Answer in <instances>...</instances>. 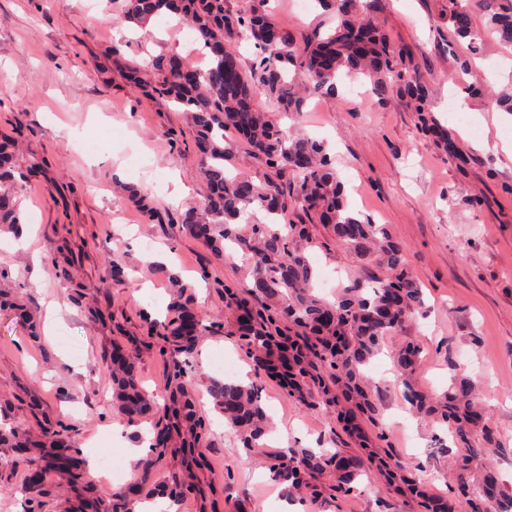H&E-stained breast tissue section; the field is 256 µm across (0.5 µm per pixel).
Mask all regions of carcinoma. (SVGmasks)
Masks as SVG:
<instances>
[{
    "mask_svg": "<svg viewBox=\"0 0 512 512\" xmlns=\"http://www.w3.org/2000/svg\"><path fill=\"white\" fill-rule=\"evenodd\" d=\"M336 13V26L323 34L313 31L296 40L279 28L267 13L268 0H250L249 8L228 13L224 0H123L119 21L145 23L172 13L188 23L209 56L206 70H193L186 80L171 65L170 54L162 61L165 80L153 92L170 96L182 112L190 114L195 127L194 146L203 162L208 182L206 202L182 216L186 230L203 240L211 253L226 256V243L243 251L251 265L252 287L244 289L218 280L225 306L246 314V326L237 339L252 355L254 366L284 386L289 398L308 408L326 406L336 411L343 432L359 440L363 457L349 464L337 448H290L267 465L268 480L275 485L300 489L309 498L319 496L311 473L336 470V499L355 495L359 465L376 469L396 494L416 503L420 512H449L448 500L430 493L421 475L409 468L388 445L379 419L377 399L367 385L361 366L373 356L382 336L397 330L421 305V289L410 280L403 247L392 240L384 225L360 219L344 195L326 145L309 137L288 138L268 119L266 112L251 106L254 95L265 97L275 112H299L304 97L288 79V70L302 74L315 90L336 92L341 74L364 75L373 81L377 94L396 88L418 100L420 130L434 133L443 147L448 136L433 127L426 113V86L408 76L404 53L391 44L374 16L381 0H318ZM455 0L448 15L455 36L469 40L473 50L492 35L512 45V0H479L490 7L485 27L473 25L469 4ZM250 41L258 50L251 66H243L236 45ZM243 133L253 151L268 166H287L296 175V197L308 221L329 224L336 240L361 254L377 249L383 257V279L356 280L335 302L312 293L313 268L308 250L316 239L305 223H253L247 218L254 206L271 215L285 208L284 192L275 183L255 184L230 177L224 170V131ZM8 156L0 154V222L19 223L17 180L6 169ZM179 292L168 319L150 323V335L168 343L172 363L169 404L163 411L182 416L191 441L211 447L205 421L197 416L188 391V378L195 353V336L186 333L187 314L197 309L192 291L177 278ZM420 350L403 347L397 368L404 384V397L418 414L448 427L458 452L453 461L455 492L466 498L468 512H491L496 493L493 476L480 475L482 486L469 482L481 466L483 448L476 443L472 426L477 421L467 398L466 385L439 397L419 390L412 377ZM112 380L117 386L114 407L130 420L156 409L150 397L132 402L139 394L131 378L127 358H112ZM224 421L231 425L244 447L254 446L266 432V415L255 387L216 382L210 389Z\"/></svg>",
    "mask_w": 512,
    "mask_h": 512,
    "instance_id": "carcinoma-1",
    "label": "carcinoma"
}]
</instances>
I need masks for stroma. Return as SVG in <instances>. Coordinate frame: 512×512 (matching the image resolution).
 <instances>
[{"label": "stroma", "instance_id": "35a3bbf8", "mask_svg": "<svg viewBox=\"0 0 512 512\" xmlns=\"http://www.w3.org/2000/svg\"><path fill=\"white\" fill-rule=\"evenodd\" d=\"M270 5L276 24L294 35L335 25L313 2L301 15L292 0ZM112 10L109 0H0V136L13 139V165L24 175L23 233L0 230V295L23 299L37 320L32 337L17 314L0 310V422L36 437L48 426L71 429L66 447L37 455L0 446V512H27L35 499L43 512H67L85 496L105 503L124 490L157 486L195 455L203 461L201 491L183 496L179 512H280L287 495L268 483L266 461L286 447H332V418L300 407L274 380L256 375L231 336L235 318L210 283L248 284L250 268L238 257L215 259L181 223L207 194L191 118L165 98L143 95L128 76L133 69L157 78L160 57L172 52L196 69L207 68V59L173 18H157L146 30L113 21ZM377 18L406 49L408 74L428 85L435 125L453 151L438 146L435 134L419 133L402 92L381 96L364 80L343 82L333 95L310 93L297 117L279 123L289 136L328 142L351 208L386 225L423 292V306L384 337L382 353L365 369L390 443L436 492L449 494L452 438L409 413L394 383L393 358L411 342L422 349L420 388L439 394L460 379L471 385L483 406L476 441L503 447L489 466L512 493V161L494 149L512 140V124L496 120L488 98L467 94L472 84L495 92L512 84V46L490 38L472 52L453 35L448 0H384ZM461 100L467 109H458ZM224 152L228 172L256 184H293L289 169H269L235 131L225 132ZM133 187L150 194L158 218L142 214ZM473 197L478 207L470 206ZM313 233L316 280L341 290L383 277L376 256L337 244L325 225ZM162 246L171 256L168 270L194 286L202 315L216 326L197 339L191 380L212 445L192 452L172 444L146 471L130 452L136 431L151 430V420L133 428L114 410L107 361L115 347L139 343L136 380L148 394L165 395L170 361L147 328L149 319H164L171 294L164 274L143 266ZM117 266L124 281L113 278ZM52 301L62 313L51 325L45 313ZM224 356L238 364L240 382H254L269 416L273 432L261 447L243 448L209 394L222 378L213 364ZM282 425L284 441L275 432ZM100 449L123 471L122 484L91 472ZM359 486L356 497L326 495L301 510L412 512L374 471L362 473Z\"/></svg>", "mask_w": 512, "mask_h": 512}]
</instances>
